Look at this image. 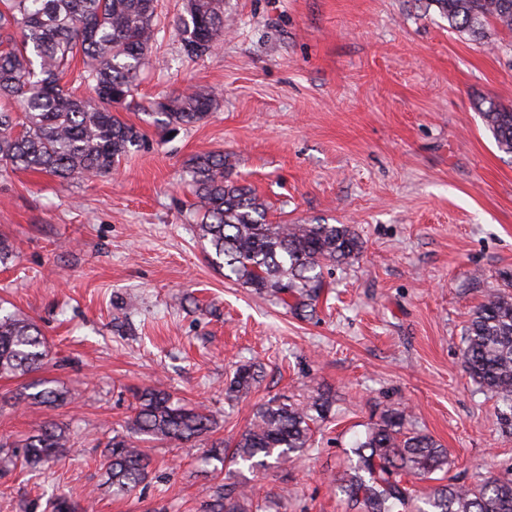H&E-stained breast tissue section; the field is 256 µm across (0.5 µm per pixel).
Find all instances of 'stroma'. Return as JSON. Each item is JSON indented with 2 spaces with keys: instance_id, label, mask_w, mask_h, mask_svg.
<instances>
[{
  "instance_id": "35a3bbf8",
  "label": "stroma",
  "mask_w": 512,
  "mask_h": 512,
  "mask_svg": "<svg viewBox=\"0 0 512 512\" xmlns=\"http://www.w3.org/2000/svg\"><path fill=\"white\" fill-rule=\"evenodd\" d=\"M184 0H158L152 63L136 98L191 86L217 102L201 122L166 131L124 111L144 144L113 173L60 182L0 172V299L33 319L49 362L0 379V442L47 421L71 446L37 469L0 453V512H45L64 495L92 512H205L215 461L258 407L328 390L336 409L313 448L286 471L239 464L236 479L288 512H341L338 472L389 404L448 450L444 480L474 484L512 466V435L496 403L466 374L461 336L487 291L512 281V154L478 107H512V32L460 39L431 0H224L226 35L210 54L183 56ZM223 152L232 177L270 204L276 224H346L361 253L326 274L313 315L225 278L190 221L185 173ZM255 363L250 392L228 398L237 364ZM67 387L59 406L17 401L32 379ZM162 383L219 426L197 447L149 443L152 473L116 495L101 465L132 391Z\"/></svg>"
}]
</instances>
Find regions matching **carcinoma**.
<instances>
[{"mask_svg": "<svg viewBox=\"0 0 512 512\" xmlns=\"http://www.w3.org/2000/svg\"><path fill=\"white\" fill-rule=\"evenodd\" d=\"M448 28L473 41L488 30L512 31V0H432ZM0 167L45 173L63 182L112 172L138 150L143 134L104 105L130 100L140 71L150 65L156 40V0H0ZM181 48L189 57L213 51L224 39V0H186L178 24ZM90 87L82 97L62 79L75 58ZM215 100L203 87L153 101L144 107L153 123L168 129L206 118ZM480 117L497 147L512 153V108L493 100ZM196 201L198 238L211 258L259 295L271 297L296 315L315 309L324 272L355 258L362 242L346 224H271L267 207L250 186L229 178L224 154L207 152L187 164ZM49 356L46 339L29 317L0 302V378L39 370ZM465 372L496 399V422L512 430V294L493 289L472 311L462 336ZM256 365L237 367L227 386L231 396L255 383ZM69 392L47 381L18 395L27 404L65 402ZM126 433L105 448L103 466L113 491L125 494L143 483L151 459L147 441L192 444L213 433L217 419L201 406L175 399L161 385L134 392ZM335 401L319 393L305 403L272 399L261 405L233 447L211 446L225 465L285 470L292 458L314 445V425L331 414ZM410 414L391 404L350 449L356 463L339 473L336 488L342 512H512V468L478 485L437 484L418 488L417 480L448 466V449L433 437L406 427ZM69 446L66 431L45 422L12 455L30 468L59 456ZM256 494L232 472L213 487L208 512H267ZM52 512H89L58 498Z\"/></svg>", "mask_w": 512, "mask_h": 512, "instance_id": "cac0c4a2", "label": "carcinoma"}]
</instances>
